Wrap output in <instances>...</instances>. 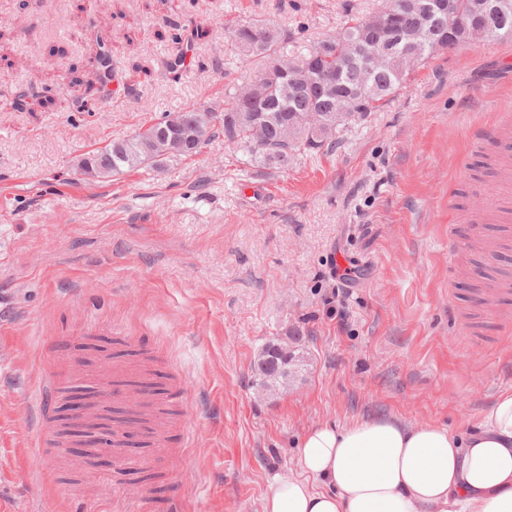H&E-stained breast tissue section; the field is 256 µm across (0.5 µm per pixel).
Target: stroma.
Masks as SVG:
<instances>
[{
    "label": "stroma",
    "instance_id": "1",
    "mask_svg": "<svg viewBox=\"0 0 512 512\" xmlns=\"http://www.w3.org/2000/svg\"><path fill=\"white\" fill-rule=\"evenodd\" d=\"M382 0H0V512H264L276 481L300 473L310 427L388 418L473 425L512 391V340L470 306L488 267L512 251L448 259V227L512 207V43L436 55L331 151L263 167L216 135L191 157L109 177L79 157L187 108L221 109L226 90L270 64L234 53L224 28L263 19L297 59L347 15ZM206 39L186 44L197 28ZM106 93L88 95L98 44ZM468 310L458 329L449 307ZM301 335L287 386L260 387L262 347ZM154 383L189 382L191 436L178 468L87 472L50 440L70 386L133 388L129 358ZM152 405L126 449L149 454Z\"/></svg>",
    "mask_w": 512,
    "mask_h": 512
}]
</instances>
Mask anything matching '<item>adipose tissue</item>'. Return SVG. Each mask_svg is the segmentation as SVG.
Here are the masks:
<instances>
[{
  "mask_svg": "<svg viewBox=\"0 0 512 512\" xmlns=\"http://www.w3.org/2000/svg\"><path fill=\"white\" fill-rule=\"evenodd\" d=\"M298 453L302 477L277 482L264 512H512V392L461 432L324 422Z\"/></svg>",
  "mask_w": 512,
  "mask_h": 512,
  "instance_id": "1",
  "label": "adipose tissue"
}]
</instances>
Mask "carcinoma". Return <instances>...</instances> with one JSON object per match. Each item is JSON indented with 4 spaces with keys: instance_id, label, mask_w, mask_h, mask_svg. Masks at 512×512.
<instances>
[{
    "instance_id": "obj_1",
    "label": "carcinoma",
    "mask_w": 512,
    "mask_h": 512,
    "mask_svg": "<svg viewBox=\"0 0 512 512\" xmlns=\"http://www.w3.org/2000/svg\"><path fill=\"white\" fill-rule=\"evenodd\" d=\"M422 2L428 13L426 19L414 9L411 0H400V18L397 23L400 33L389 32L382 35L390 47L392 56L413 52L422 55L426 60L432 56L429 52V42L433 39L440 40L444 44V51L448 53L466 45L462 32L448 30L447 12L432 8L434 0H422ZM361 21L362 18L359 16L348 17L341 29L334 33L336 42L345 46L355 41L360 35ZM491 24L493 27L491 40L512 43V13L491 18ZM228 37L232 50L243 56L262 58L274 56L281 41L279 32L261 19L233 26L228 31ZM97 64L96 79L85 84L86 91L89 93L99 92L96 83L104 82L111 72L110 58L102 45L99 46ZM366 80L371 87L375 88V93L365 101L362 114L364 118L379 111L400 88L407 84L408 76L400 74L393 67H387L368 78L362 70L356 68H348L343 73V83L349 88L356 87ZM244 108L246 105L241 98V89L238 88L224 93V110L208 111L209 119L207 120L204 119V114L193 109L174 113L185 127L200 128L199 142L185 152L174 151L170 156H192L198 153L202 145L211 137L221 133L224 135L225 144L245 150L256 163L285 169L300 155L334 148L341 142L343 133L351 125L349 121L336 122V112L329 96L315 88H299L290 82L285 85L280 83L267 92L265 107L260 113L261 122L266 130V140L259 144L250 126L239 120L240 111ZM312 111L323 113L327 121L326 137L311 139L299 125L293 132H288V124ZM164 125L163 120L152 123L145 127V131L138 130L128 139L113 142L112 148H104L100 159L103 165L110 169L109 175L120 174L127 169L157 168L161 160L157 159V155L143 149L141 138L143 133L158 130ZM295 362L297 357L294 356L290 363L284 366V372L275 376H269L260 366H255L260 385L270 388L286 383L290 366Z\"/></svg>"
}]
</instances>
